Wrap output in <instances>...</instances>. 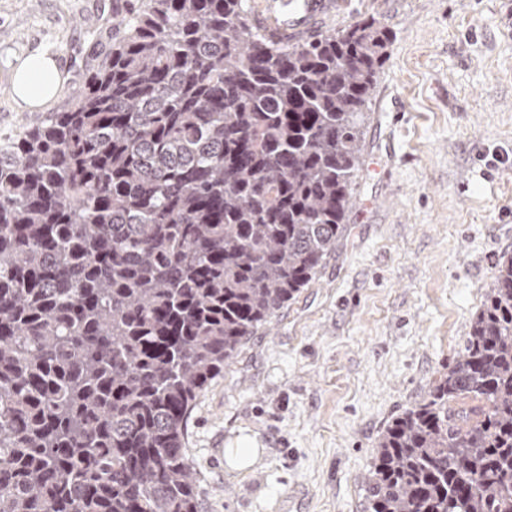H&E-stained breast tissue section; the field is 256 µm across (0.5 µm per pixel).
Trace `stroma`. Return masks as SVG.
<instances>
[{
	"instance_id": "35a3bbf8",
	"label": "stroma",
	"mask_w": 512,
	"mask_h": 512,
	"mask_svg": "<svg viewBox=\"0 0 512 512\" xmlns=\"http://www.w3.org/2000/svg\"><path fill=\"white\" fill-rule=\"evenodd\" d=\"M143 0H0V135L35 122L12 66L55 54L63 105ZM390 32L346 233L201 392L185 446L201 512H360L387 424L463 351L512 254V0H349L323 31ZM261 448L237 476L221 448Z\"/></svg>"
}]
</instances>
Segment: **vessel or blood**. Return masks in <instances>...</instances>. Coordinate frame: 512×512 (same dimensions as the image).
<instances>
[{"label": "vessel or blood", "mask_w": 512, "mask_h": 512, "mask_svg": "<svg viewBox=\"0 0 512 512\" xmlns=\"http://www.w3.org/2000/svg\"><path fill=\"white\" fill-rule=\"evenodd\" d=\"M342 6V0H252L251 18L269 39L298 40L313 34Z\"/></svg>", "instance_id": "vessel-or-blood-1"}]
</instances>
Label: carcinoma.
Wrapping results in <instances>:
<instances>
[{
  "instance_id": "1",
  "label": "carcinoma",
  "mask_w": 512,
  "mask_h": 512,
  "mask_svg": "<svg viewBox=\"0 0 512 512\" xmlns=\"http://www.w3.org/2000/svg\"><path fill=\"white\" fill-rule=\"evenodd\" d=\"M121 26L0 139V512H199L187 419L336 252L389 41H271L245 0ZM364 484L362 512H512V255Z\"/></svg>"
}]
</instances>
